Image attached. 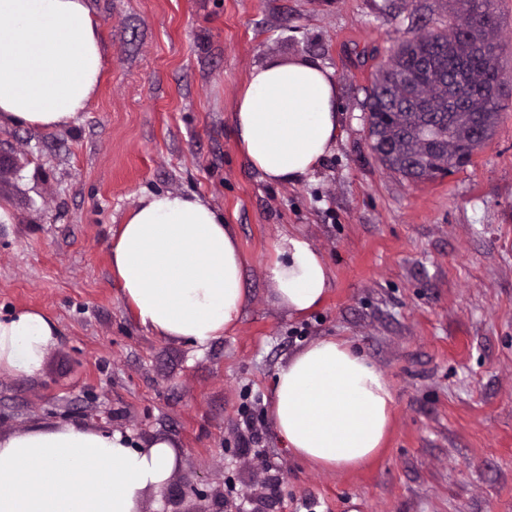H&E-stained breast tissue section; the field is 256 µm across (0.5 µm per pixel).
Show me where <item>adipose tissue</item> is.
Instances as JSON below:
<instances>
[{
  "instance_id": "obj_1",
  "label": "adipose tissue",
  "mask_w": 512,
  "mask_h": 512,
  "mask_svg": "<svg viewBox=\"0 0 512 512\" xmlns=\"http://www.w3.org/2000/svg\"><path fill=\"white\" fill-rule=\"evenodd\" d=\"M103 61L90 0H0V125L50 131L75 120L96 93ZM232 125L265 180L302 182L339 135L331 70L310 58L254 66ZM275 254L267 273L275 304L296 315L319 306L330 284L320 252L286 234ZM109 256L132 317L158 336L203 348L241 318L247 291L236 231L197 195L143 198L113 235ZM57 336L37 310L0 317V371L38 375ZM393 402L365 355L323 338L279 367L271 420L293 456L350 470L381 448ZM175 466L174 445L161 438L135 450L123 433L74 424L0 436V512H140L144 492L162 488Z\"/></svg>"
}]
</instances>
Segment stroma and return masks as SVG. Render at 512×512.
<instances>
[{"label":"stroma","mask_w":512,"mask_h":512,"mask_svg":"<svg viewBox=\"0 0 512 512\" xmlns=\"http://www.w3.org/2000/svg\"><path fill=\"white\" fill-rule=\"evenodd\" d=\"M105 61L76 120L0 126V313L33 308L59 336L40 373L0 372V435L79 423L165 438L170 490L223 488L183 512H238L279 485L268 512H512V0H496L505 109L470 165L413 183L369 147L366 90L393 44L446 29L443 0H91ZM319 60L337 83L335 148L300 184L265 181L231 124L250 70ZM195 194L234 225L247 305L203 350L136 323L108 244L149 192ZM331 274L323 303L288 315L267 267L285 234ZM356 345L394 403L380 454L349 471L289 456L270 420L278 368L314 340ZM257 436L243 445L245 415Z\"/></svg>","instance_id":"obj_1"}]
</instances>
